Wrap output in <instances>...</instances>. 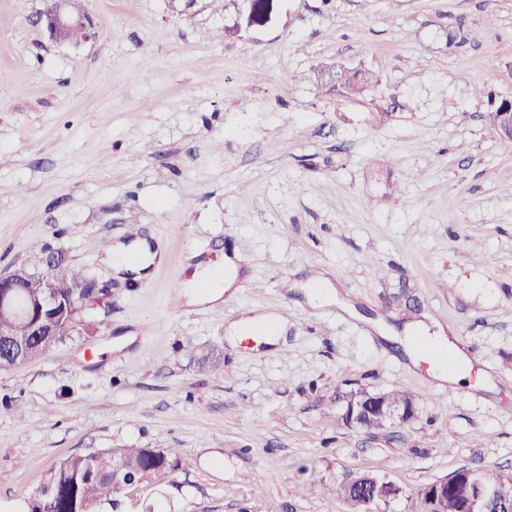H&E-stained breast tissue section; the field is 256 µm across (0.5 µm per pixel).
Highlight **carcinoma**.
<instances>
[{
  "mask_svg": "<svg viewBox=\"0 0 512 512\" xmlns=\"http://www.w3.org/2000/svg\"><path fill=\"white\" fill-rule=\"evenodd\" d=\"M46 277L55 284V292L70 307L72 318L97 303L95 293L88 288L90 279L73 267L52 269ZM18 300H34L42 295L40 281L18 282ZM180 449L165 448L151 451L140 448H111L97 453L75 455L53 466L40 490L26 497L20 512H101V507L116 506L118 491L112 483V472L117 467L140 477L159 478L179 466ZM457 486L440 494L427 492L422 487L425 504L439 512H472V504L483 490L493 489V497L485 502L484 512L512 510V478L499 473L458 470Z\"/></svg>",
  "mask_w": 512,
  "mask_h": 512,
  "instance_id": "obj_1",
  "label": "carcinoma"
}]
</instances>
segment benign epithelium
I'll list each match as a JSON object with an SVG mask.
<instances>
[{"instance_id":"obj_1","label":"benign epithelium","mask_w":512,"mask_h":512,"mask_svg":"<svg viewBox=\"0 0 512 512\" xmlns=\"http://www.w3.org/2000/svg\"><path fill=\"white\" fill-rule=\"evenodd\" d=\"M51 7L39 16L49 37L55 41L68 39L69 32L78 29L86 38L98 34L90 15L74 16L67 10L66 0H50ZM278 0H244V23L248 29L260 28L271 22ZM20 271L0 277V360H16L22 356L34 339L45 340L57 335L66 302L58 299L53 289L37 300V305L17 306L14 283ZM23 320L35 326L32 335L18 336L13 326ZM342 405L341 420L352 428L368 431L383 428L395 422H407L415 416L414 403H394L381 393L364 390L350 391L338 396ZM353 486L373 488L375 502L387 503L404 495L401 487L393 482L373 476H364L351 482Z\"/></svg>"}]
</instances>
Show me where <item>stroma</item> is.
Instances as JSON below:
<instances>
[{"instance_id": "35a3bbf8", "label": "stroma", "mask_w": 512, "mask_h": 512, "mask_svg": "<svg viewBox=\"0 0 512 512\" xmlns=\"http://www.w3.org/2000/svg\"><path fill=\"white\" fill-rule=\"evenodd\" d=\"M44 0H0V276L66 261L104 288L69 338L0 370V512L75 454L177 448L116 512H425L462 468L512 474V150L486 115L512 101V0H86L97 37L51 40ZM365 70L360 95L320 83ZM163 259L114 273L107 245ZM242 251L238 290L181 287ZM333 273L339 304L307 281ZM285 341H229L253 307ZM454 334L465 378L408 327ZM403 389L412 420L368 432L336 395ZM403 497L370 507L364 474ZM279 0H244V23L247 29L266 26L271 22Z\"/></svg>"}]
</instances>
